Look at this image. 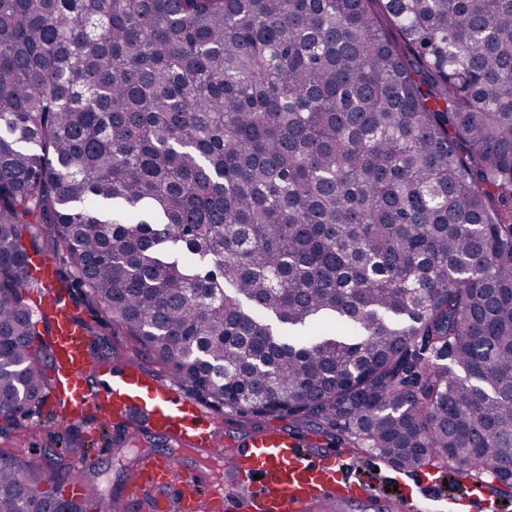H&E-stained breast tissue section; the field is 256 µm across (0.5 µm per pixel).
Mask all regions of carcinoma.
Masks as SVG:
<instances>
[{
  "mask_svg": "<svg viewBox=\"0 0 512 512\" xmlns=\"http://www.w3.org/2000/svg\"><path fill=\"white\" fill-rule=\"evenodd\" d=\"M34 224L186 394L512 489V0H0L5 437ZM27 453L0 512H119Z\"/></svg>",
  "mask_w": 512,
  "mask_h": 512,
  "instance_id": "carcinoma-1",
  "label": "carcinoma"
}]
</instances>
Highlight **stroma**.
<instances>
[{
	"label": "stroma",
	"instance_id": "obj_1",
	"mask_svg": "<svg viewBox=\"0 0 512 512\" xmlns=\"http://www.w3.org/2000/svg\"><path fill=\"white\" fill-rule=\"evenodd\" d=\"M222 421L225 433L231 438L240 440L255 429L276 425L303 443L317 445L328 453L342 454L344 459L356 465H377V473L370 476L375 496L347 499L337 504L335 512H482V502L486 499L499 502V512H512V492L505 495L494 492L491 488L493 478L488 474L476 482L469 476H456L450 467L398 470L376 461L370 450L357 453L341 451L333 437L321 435L308 425H292L288 421L277 422L271 418L247 422L234 415L223 416ZM60 423L56 411L46 406L23 418L24 431L33 435L34 459L45 461V451L54 447ZM67 425L86 450L88 463L84 473L88 485L105 497L117 499L121 512H137V504L143 498L142 492L136 491L120 470L122 461L135 457L137 449L147 446L154 453L169 454L183 471L205 469L210 465L209 460L197 452L176 447L146 425L138 428V442L127 444L122 441L124 429L111 424L99 426L91 416L85 421H72Z\"/></svg>",
	"mask_w": 512,
	"mask_h": 512
}]
</instances>
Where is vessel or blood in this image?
<instances>
[{
	"mask_svg": "<svg viewBox=\"0 0 512 512\" xmlns=\"http://www.w3.org/2000/svg\"><path fill=\"white\" fill-rule=\"evenodd\" d=\"M29 271L42 285L36 312L47 322L53 339L55 385L50 405L64 404L74 420L94 414L120 425L135 416L178 445L218 447L211 413L173 382L132 362L92 368L87 350L90 338L76 323L56 283L53 263L34 254ZM225 467L231 474L246 475L247 487L214 481L201 471L176 472L165 455L143 459L135 477L137 482L157 486L181 485L180 501L158 502L157 512H227L243 495L255 512H310L318 501L335 500L339 486L362 493L371 490L365 477L350 471L347 464L332 467L316 460L312 449L299 446L277 428L253 431L238 449L227 452Z\"/></svg>",
	"mask_w": 512,
	"mask_h": 512,
	"instance_id": "obj_1",
	"label": "vessel or blood"
}]
</instances>
